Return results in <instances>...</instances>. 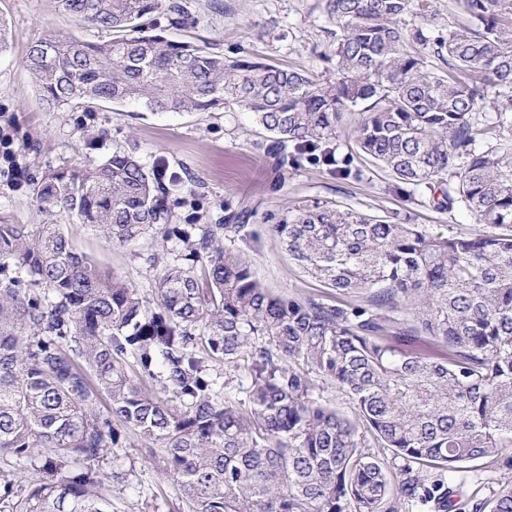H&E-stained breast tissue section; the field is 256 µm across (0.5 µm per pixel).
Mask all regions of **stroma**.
Masks as SVG:
<instances>
[{"instance_id": "obj_1", "label": "stroma", "mask_w": 512, "mask_h": 512, "mask_svg": "<svg viewBox=\"0 0 512 512\" xmlns=\"http://www.w3.org/2000/svg\"><path fill=\"white\" fill-rule=\"evenodd\" d=\"M186 27L168 31L227 57H256L329 79L332 26L322 0H184ZM0 19L10 33L0 52V218L13 224H41L44 216L32 197V182L50 168L77 169L101 162L115 152L134 153L146 167L159 166L178 177L168 197L170 223L220 224L227 210H247L239 231L226 233L225 248L239 254L255 277L275 294L301 300L335 298L336 293L305 276L271 231L273 216L287 206L327 200L359 212L400 218L440 233L476 231L472 214L458 207L441 212L429 192L413 196L395 190L392 174L358 157L354 129L362 119L352 112L333 143L351 158L352 177L341 179L326 167L302 162L277 168L265 147L269 135L248 111L156 113L102 104L91 109L47 111L34 86L25 58L30 45L45 34L89 42L108 40L109 32L79 24L58 9L57 0H0ZM55 223L73 247L104 270L113 272L147 300H154L166 265L182 262V242L148 231L122 246L112 245L93 225L57 214ZM102 466L117 472L112 483V512H184L178 487L158 458L157 449L131 431Z\"/></svg>"}]
</instances>
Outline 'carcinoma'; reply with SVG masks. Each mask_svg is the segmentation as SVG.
<instances>
[{
  "mask_svg": "<svg viewBox=\"0 0 512 512\" xmlns=\"http://www.w3.org/2000/svg\"><path fill=\"white\" fill-rule=\"evenodd\" d=\"M57 2L112 37L47 34L30 46L49 108L236 105L271 134L279 164L291 145V165L344 177L332 143L357 109L361 154L403 185L439 189L435 209L461 204L486 230L435 233L327 201L288 207L272 231L297 268L367 295L301 301L269 292L220 246L230 225L167 226L163 172L135 155L45 171L33 197L49 221L0 220V458L34 470L0 476V512H112L98 463L123 430L160 450L186 512H397L401 498L433 512H512L511 479L481 499L446 481L512 448V128L472 121L488 89L512 90V0H455L469 23L446 37L402 24L428 0H324L336 27L327 81L168 39L188 21L182 0ZM59 211L116 246L160 224L183 242L188 263L163 270L158 310L77 252L50 221ZM221 360L246 361L243 398L215 389ZM315 374L352 398L361 423L323 401ZM36 448L49 450L40 466Z\"/></svg>",
  "mask_w": 512,
  "mask_h": 512,
  "instance_id": "cac0c4a2",
  "label": "carcinoma"
}]
</instances>
